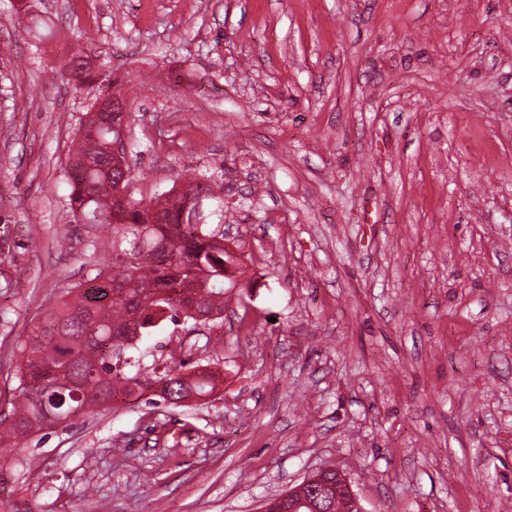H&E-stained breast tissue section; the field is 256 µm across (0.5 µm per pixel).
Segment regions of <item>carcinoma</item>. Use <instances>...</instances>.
I'll use <instances>...</instances> for the list:
<instances>
[{"label":"carcinoma","instance_id":"obj_1","mask_svg":"<svg viewBox=\"0 0 512 512\" xmlns=\"http://www.w3.org/2000/svg\"><path fill=\"white\" fill-rule=\"evenodd\" d=\"M31 32L41 41L55 38L56 31L42 17L31 18ZM111 72L89 71L65 82L79 92L88 83L109 80ZM91 130L81 134L69 156L67 180L73 217L86 224L112 227L117 247L112 265L90 279L87 288L76 285L66 291L70 299L43 313L31 334L19 347L18 386L7 422L0 420V470L18 451L19 441L46 429L48 415H61L74 404L84 409L111 407L117 396L141 397L145 392L162 403L215 390L214 379L186 372L185 361L171 354L172 365L153 378L131 371L124 359L134 339L127 328L140 324L141 335L154 317L175 323L182 318L196 322V315L224 313L226 286H234L226 273L235 259L224 248V201L215 193L217 178L196 179L197 189L210 203L212 224L183 220L184 196L176 187L149 200L132 198L117 214L112 205L113 173L108 149L123 135L116 129H97L98 141L88 143ZM41 366L55 375L58 392L34 384L30 370ZM167 381L158 391L155 384ZM297 512H336V494L304 487L295 493Z\"/></svg>","mask_w":512,"mask_h":512}]
</instances>
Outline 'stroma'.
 I'll return each instance as SVG.
<instances>
[{
	"label": "stroma",
	"instance_id": "obj_1",
	"mask_svg": "<svg viewBox=\"0 0 512 512\" xmlns=\"http://www.w3.org/2000/svg\"><path fill=\"white\" fill-rule=\"evenodd\" d=\"M28 2L0 0V418L18 343L112 259L67 200L73 42L128 100L136 196L223 172L237 284L139 343L213 394L29 436L0 512H260L323 466L364 512H512V0ZM323 474L325 473H335L336 475V487H339V490H342L345 494V502H346V511L347 512H363V508L360 505L358 496L351 489L350 483L346 475L342 474L340 471L331 469V468H320L319 469ZM339 511V512H346Z\"/></svg>",
	"mask_w": 512,
	"mask_h": 512
}]
</instances>
